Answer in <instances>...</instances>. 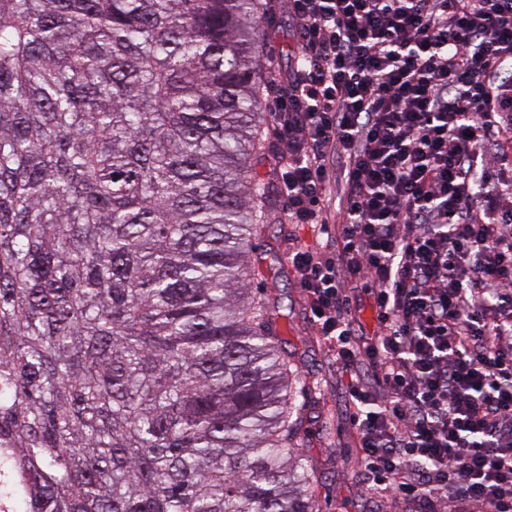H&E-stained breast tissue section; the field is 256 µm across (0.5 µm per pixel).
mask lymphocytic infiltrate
<instances>
[{"label":"lymphocytic infiltrate","mask_w":512,"mask_h":512,"mask_svg":"<svg viewBox=\"0 0 512 512\" xmlns=\"http://www.w3.org/2000/svg\"><path fill=\"white\" fill-rule=\"evenodd\" d=\"M273 133L288 260L344 369L360 473L416 512H512V0H288ZM370 291L355 333L349 289Z\"/></svg>","instance_id":"lymphocytic-infiltrate-1"}]
</instances>
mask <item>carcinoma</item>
<instances>
[{
	"label": "carcinoma",
	"mask_w": 512,
	"mask_h": 512,
	"mask_svg": "<svg viewBox=\"0 0 512 512\" xmlns=\"http://www.w3.org/2000/svg\"><path fill=\"white\" fill-rule=\"evenodd\" d=\"M259 0H0V501L317 512L247 255Z\"/></svg>",
	"instance_id": "1"
}]
</instances>
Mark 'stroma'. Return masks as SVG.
Segmentation results:
<instances>
[{
  "label": "stroma",
  "mask_w": 512,
  "mask_h": 512,
  "mask_svg": "<svg viewBox=\"0 0 512 512\" xmlns=\"http://www.w3.org/2000/svg\"><path fill=\"white\" fill-rule=\"evenodd\" d=\"M266 50L275 67L288 71L293 64L296 33L285 11L269 5L264 14ZM278 85H265L260 109L265 118L259 130L260 145L251 166L267 185H274V169L282 151L271 136V114ZM286 207L278 193H271L263 209V231L255 236L249 254L254 273L249 283L256 297L276 298L288 313V350L291 371L298 375L295 403L303 423L294 439L308 456L314 474L312 489L320 512H372L374 505L359 482L355 434L345 399V378L336 356L317 336L297 278L288 265L289 251L322 249L327 236L312 224H287Z\"/></svg>",
  "instance_id": "stroma-1"
}]
</instances>
